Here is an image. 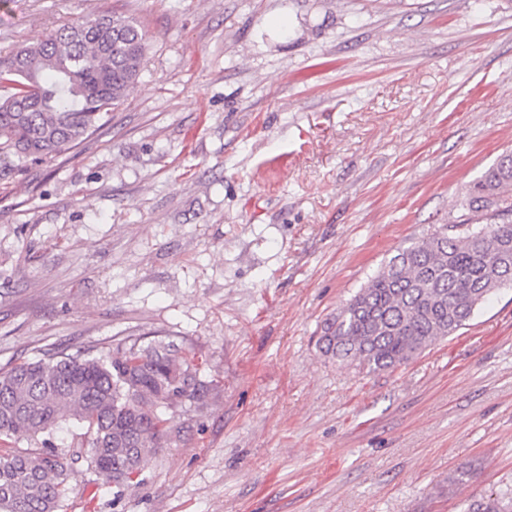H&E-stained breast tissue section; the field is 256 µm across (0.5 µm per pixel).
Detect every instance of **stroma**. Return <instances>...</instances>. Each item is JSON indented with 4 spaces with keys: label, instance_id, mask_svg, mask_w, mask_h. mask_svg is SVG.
<instances>
[{
    "label": "stroma",
    "instance_id": "1",
    "mask_svg": "<svg viewBox=\"0 0 512 512\" xmlns=\"http://www.w3.org/2000/svg\"><path fill=\"white\" fill-rule=\"evenodd\" d=\"M135 18L109 122L0 157V368L165 339L203 409L133 483L65 512H466L512 491V288L396 370L324 356L398 249L512 150V0H0V51ZM466 482L449 485L457 471Z\"/></svg>",
    "mask_w": 512,
    "mask_h": 512
}]
</instances>
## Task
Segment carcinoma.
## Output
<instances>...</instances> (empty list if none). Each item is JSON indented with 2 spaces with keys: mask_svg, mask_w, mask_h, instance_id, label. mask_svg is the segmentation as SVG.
Here are the masks:
<instances>
[{
  "mask_svg": "<svg viewBox=\"0 0 512 512\" xmlns=\"http://www.w3.org/2000/svg\"><path fill=\"white\" fill-rule=\"evenodd\" d=\"M146 49L122 13L79 17L0 54V155L51 161L109 121L135 83ZM465 206L495 224H439L399 248L324 325L322 353L369 373L394 370L466 326L494 291L512 285V152L467 191ZM195 353L153 340L107 355L60 350L0 368V512H64L75 480L51 445L65 421L84 430L88 467L120 489L180 437L167 402L206 406ZM40 442L36 452L8 447Z\"/></svg>",
  "mask_w": 512,
  "mask_h": 512,
  "instance_id": "1",
  "label": "carcinoma"
}]
</instances>
